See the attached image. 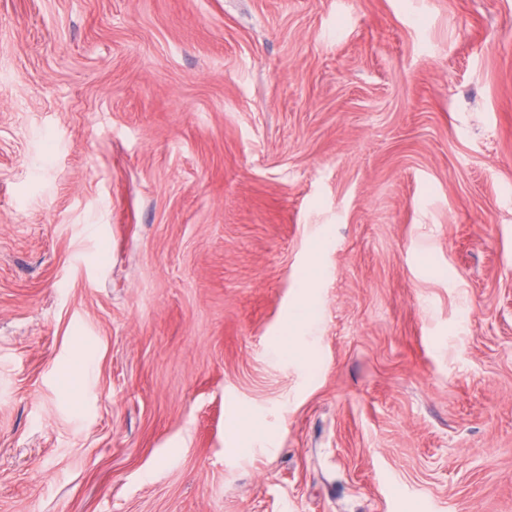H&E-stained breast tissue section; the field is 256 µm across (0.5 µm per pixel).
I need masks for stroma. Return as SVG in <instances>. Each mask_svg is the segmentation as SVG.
<instances>
[{
  "label": "stroma",
  "instance_id": "obj_1",
  "mask_svg": "<svg viewBox=\"0 0 512 512\" xmlns=\"http://www.w3.org/2000/svg\"><path fill=\"white\" fill-rule=\"evenodd\" d=\"M0 512H512V0H0Z\"/></svg>",
  "mask_w": 512,
  "mask_h": 512
}]
</instances>
